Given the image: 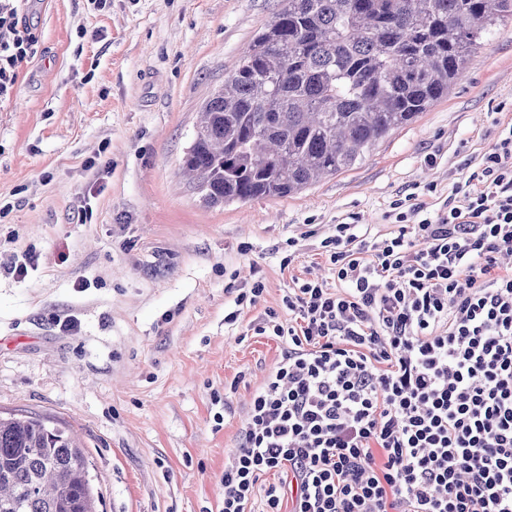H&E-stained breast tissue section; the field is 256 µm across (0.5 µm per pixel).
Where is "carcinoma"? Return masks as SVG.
Wrapping results in <instances>:
<instances>
[{
    "instance_id": "1",
    "label": "carcinoma",
    "mask_w": 512,
    "mask_h": 512,
    "mask_svg": "<svg viewBox=\"0 0 512 512\" xmlns=\"http://www.w3.org/2000/svg\"><path fill=\"white\" fill-rule=\"evenodd\" d=\"M204 105L183 169L209 206L290 196L362 161L465 72L512 0H281ZM85 449L0 417V512H95Z\"/></svg>"
}]
</instances>
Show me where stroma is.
I'll list each match as a JSON object with an SVG mask.
<instances>
[{
    "label": "stroma",
    "instance_id": "obj_1",
    "mask_svg": "<svg viewBox=\"0 0 512 512\" xmlns=\"http://www.w3.org/2000/svg\"><path fill=\"white\" fill-rule=\"evenodd\" d=\"M280 4H29L40 50L0 104V415L49 416L80 435L97 512H216L224 459L282 350L249 324L314 270L333 225L355 217L386 236L393 200L438 208L512 122L507 22L447 98L352 169L285 198L204 205L178 174L199 112ZM83 191L87 224L74 212ZM30 250L37 268L11 274ZM254 264L264 299L225 325L227 286ZM69 315L72 334L54 322ZM216 392L230 406L220 426Z\"/></svg>",
    "mask_w": 512,
    "mask_h": 512
}]
</instances>
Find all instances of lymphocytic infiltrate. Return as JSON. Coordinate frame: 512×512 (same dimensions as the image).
Segmentation results:
<instances>
[{
    "instance_id": "obj_1",
    "label": "lymphocytic infiltrate",
    "mask_w": 512,
    "mask_h": 512,
    "mask_svg": "<svg viewBox=\"0 0 512 512\" xmlns=\"http://www.w3.org/2000/svg\"><path fill=\"white\" fill-rule=\"evenodd\" d=\"M0 0V103L37 52ZM334 225L330 281H294L254 334L281 340L224 460L218 512H512V122L437 210ZM279 482L263 485L268 473Z\"/></svg>"
}]
</instances>
